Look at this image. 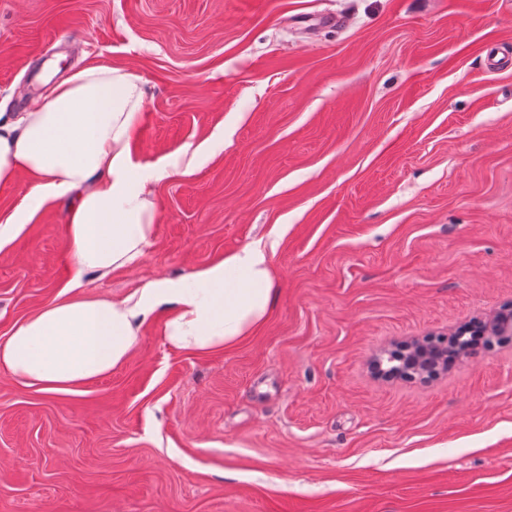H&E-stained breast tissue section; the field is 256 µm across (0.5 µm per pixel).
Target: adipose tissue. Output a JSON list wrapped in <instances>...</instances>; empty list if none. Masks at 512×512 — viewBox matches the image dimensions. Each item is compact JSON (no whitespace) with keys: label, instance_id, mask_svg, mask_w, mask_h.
Wrapping results in <instances>:
<instances>
[{"label":"adipose tissue","instance_id":"1","mask_svg":"<svg viewBox=\"0 0 512 512\" xmlns=\"http://www.w3.org/2000/svg\"><path fill=\"white\" fill-rule=\"evenodd\" d=\"M142 104L137 74L92 66L60 82L46 102L0 113V186L23 174L34 183L24 209L0 217V252L46 202L66 198L74 280L142 262L155 235L154 185L179 171L174 164L134 168L130 142ZM273 282L266 247L251 243L184 277L150 280L134 297L64 299L0 339V371L46 392H77L123 365L142 323L161 311L170 344L221 350L267 319Z\"/></svg>","mask_w":512,"mask_h":512}]
</instances>
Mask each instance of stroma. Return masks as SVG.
<instances>
[{"label":"stroma","instance_id":"stroma-1","mask_svg":"<svg viewBox=\"0 0 512 512\" xmlns=\"http://www.w3.org/2000/svg\"><path fill=\"white\" fill-rule=\"evenodd\" d=\"M503 49L512 0H0V112L123 67L133 163L183 170L142 263L77 288L46 203L0 253V338L280 233L271 312L235 345L176 349L153 316L79 393L0 373V512H512V341L428 382L369 370L512 304Z\"/></svg>","mask_w":512,"mask_h":512}]
</instances>
